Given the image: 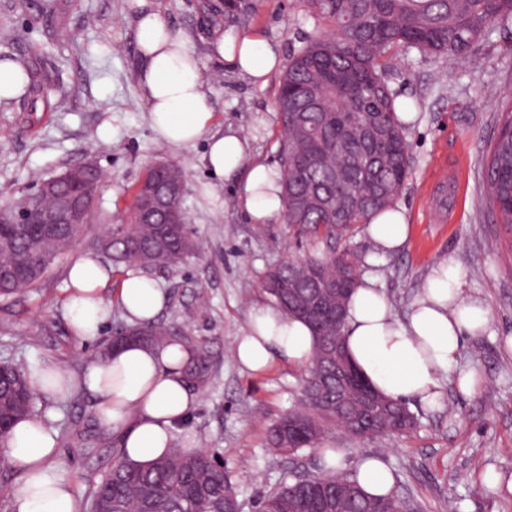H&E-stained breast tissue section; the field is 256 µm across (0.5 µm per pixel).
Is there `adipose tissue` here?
<instances>
[{
	"instance_id": "ef3b65f1",
	"label": "adipose tissue",
	"mask_w": 512,
	"mask_h": 512,
	"mask_svg": "<svg viewBox=\"0 0 512 512\" xmlns=\"http://www.w3.org/2000/svg\"><path fill=\"white\" fill-rule=\"evenodd\" d=\"M135 39L142 60L140 82L150 127L156 137L182 148L206 139L204 160L218 178L238 176L239 206L254 224H273L283 215L278 175L263 164L246 165V143L236 133L210 132L213 117L206 83L188 37L171 27L152 0H132ZM213 55L253 83H265L280 65L276 49L259 36L234 38L215 31ZM367 232L376 248L398 250L408 234L406 217L390 208L370 219ZM111 270L94 255L83 254L68 271L66 315L72 333L94 341L108 318L104 290ZM119 301L129 322H154L167 302L164 288L138 269L126 271ZM491 315L480 298L471 295L453 258L437 262L420 294L405 313H397L379 279L362 277L346 308L344 346L349 359L380 394L435 406L450 376L461 394L478 392L484 379L474 368L460 365L465 341L486 333ZM316 345L311 327L277 305L255 307L234 343L237 361L256 374L281 362L306 367ZM191 358L178 343L125 344L103 360L90 363L80 376L57 368L29 377L39 396L64 400L75 390L93 394L99 423L115 435L125 456L148 463L164 455L171 442L197 447L182 426L195 409L198 396L185 380ZM59 456L56 434L42 420L18 421L0 441V459L22 475L13 493V512H81V501L62 482L52 463ZM353 477L372 496L393 494L394 475L383 458L361 457Z\"/></svg>"
}]
</instances>
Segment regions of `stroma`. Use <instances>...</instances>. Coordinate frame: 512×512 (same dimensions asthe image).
I'll use <instances>...</instances> for the list:
<instances>
[{
    "label": "stroma",
    "mask_w": 512,
    "mask_h": 512,
    "mask_svg": "<svg viewBox=\"0 0 512 512\" xmlns=\"http://www.w3.org/2000/svg\"><path fill=\"white\" fill-rule=\"evenodd\" d=\"M204 0H157L162 18L191 41L209 90L213 128L236 131L248 144L247 163L281 166L282 137L273 110L280 73L253 84L209 50ZM236 23L224 33H257L274 44L281 61L315 32L302 0H234ZM0 59L24 60L32 76L22 98L0 106V203L24 195L36 178H48L88 161L103 182L95 214L73 248L56 258L40 284L0 298V361L28 373L58 367L78 374L124 322L120 306L98 338L77 339L64 311L67 269L92 242L105 236L130 202L131 188L158 163L182 168V208L200 245L198 255L150 270L168 294L160 321L189 336L210 356L211 380L186 423L200 448L213 452L235 480L244 512L289 468L319 472L318 452L289 456L269 447L271 426L300 393L302 370L275 364L263 374L243 370L233 344L250 310L269 297L266 269L286 255L311 251L277 223L258 235L240 211L239 179H217L205 166V140L175 149L155 137L139 83L142 66L128 0H0ZM482 68L468 59L447 61L396 48L386 81L398 100L412 105L406 128L410 175L397 207L409 237L401 250H377L357 225L337 249L364 258L362 273L378 276L398 312H405L433 265L455 257L466 286L488 304L490 334L469 338L462 364L485 383L465 396L447 384L435 407L411 401L419 420L391 440H350L333 431L330 448L347 449L343 473L359 455L382 456L395 491L419 512H512V495L484 488L488 473L512 474V237L491 223L481 170L501 104L512 97V30H493L479 44ZM42 418L57 433L58 476L82 502L111 467L117 446L95 417L93 395L79 391L63 402L38 399Z\"/></svg>",
    "instance_id": "1"
}]
</instances>
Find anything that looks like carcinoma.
Returning a JSON list of instances; mask_svg holds the SVG:
<instances>
[{
    "instance_id": "carcinoma-1",
    "label": "carcinoma",
    "mask_w": 512,
    "mask_h": 512,
    "mask_svg": "<svg viewBox=\"0 0 512 512\" xmlns=\"http://www.w3.org/2000/svg\"><path fill=\"white\" fill-rule=\"evenodd\" d=\"M318 34L288 59L275 97L284 136L279 172L285 232L290 237L331 247L365 224L371 214L394 205L408 178L410 144L406 125L385 72L391 49L405 47L434 57L468 56L495 28L512 29V0H305ZM492 221L512 232V101L501 104L496 138L484 168ZM183 182V171L158 166L134 188L122 224L100 248L123 264L143 269L175 267L198 250L185 224L171 222L183 214L181 197L164 207L148 201ZM76 227L61 224L48 232L21 235L0 225V267L24 271L0 280V296L33 287L52 261L71 244ZM361 256L350 250L309 253L300 263L269 267L261 286L273 303L298 309L311 326L316 347L301 380L302 398L275 424L270 446L294 455L321 447L329 430L345 424L346 415L362 407L357 386L342 391L336 410V343L344 321L336 319V284L352 291ZM164 324L116 329L117 345L130 340L154 345L171 342ZM181 343L192 361L186 377L195 388L208 381L209 355L189 336ZM29 374L11 361L0 362V438L20 419L38 414ZM376 435L396 438L417 420L404 400L379 396ZM119 465L94 487L91 506L103 512H236L243 508L236 483L214 453H185L174 441L170 453L147 465L116 453ZM397 494L372 497L349 477L326 472H295L264 492L258 512H404Z\"/></svg>"
}]
</instances>
